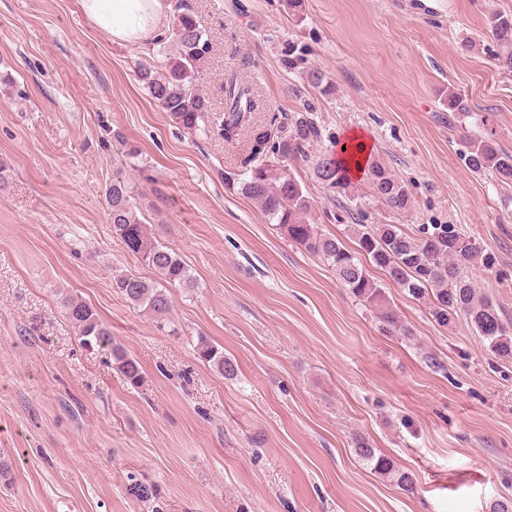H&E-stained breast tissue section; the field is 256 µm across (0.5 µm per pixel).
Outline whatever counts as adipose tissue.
Returning a JSON list of instances; mask_svg holds the SVG:
<instances>
[{"label":"adipose tissue","instance_id":"ef3b65f1","mask_svg":"<svg viewBox=\"0 0 512 512\" xmlns=\"http://www.w3.org/2000/svg\"><path fill=\"white\" fill-rule=\"evenodd\" d=\"M84 15L112 41L141 45L171 28L169 0H80Z\"/></svg>","mask_w":512,"mask_h":512}]
</instances>
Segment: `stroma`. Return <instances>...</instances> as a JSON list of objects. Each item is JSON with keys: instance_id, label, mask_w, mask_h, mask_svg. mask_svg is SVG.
Masks as SVG:
<instances>
[{"instance_id": "obj_1", "label": "stroma", "mask_w": 512, "mask_h": 512, "mask_svg": "<svg viewBox=\"0 0 512 512\" xmlns=\"http://www.w3.org/2000/svg\"><path fill=\"white\" fill-rule=\"evenodd\" d=\"M210 50L198 75L223 118L225 73L259 105L252 122L311 111L310 154L351 132L407 183L408 212L367 197L373 224H452L498 258L479 273L512 321V186L470 170L443 100L463 90L512 150V77L498 74L487 19L512 0H191ZM145 47L118 44L79 0H0V512H490L512 498V361L465 320L369 267L411 337L317 256L281 235L227 175L251 142L185 133L137 77ZM322 73L331 93L310 79ZM308 218L346 246L343 205L297 171ZM193 279L155 317L113 286L155 278L108 220L112 179ZM94 308L142 371L130 385L84 349L62 300ZM208 336L238 372L200 360ZM414 478L401 489L363 464L356 437ZM156 496L135 498L134 483Z\"/></svg>"}]
</instances>
